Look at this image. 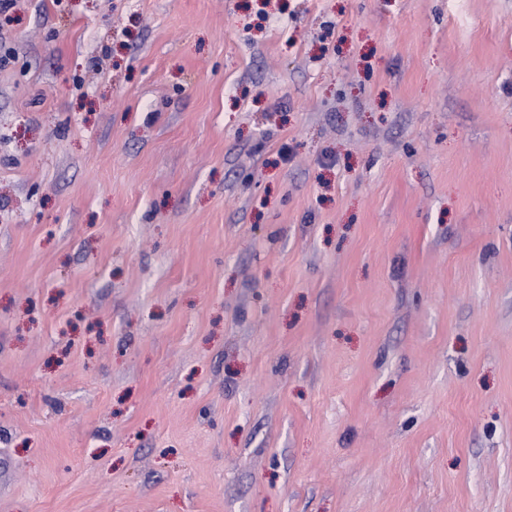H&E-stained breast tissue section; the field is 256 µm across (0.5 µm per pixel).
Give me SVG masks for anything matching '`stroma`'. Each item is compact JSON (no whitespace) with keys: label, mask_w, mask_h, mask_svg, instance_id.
I'll use <instances>...</instances> for the list:
<instances>
[{"label":"stroma","mask_w":512,"mask_h":512,"mask_svg":"<svg viewBox=\"0 0 512 512\" xmlns=\"http://www.w3.org/2000/svg\"><path fill=\"white\" fill-rule=\"evenodd\" d=\"M0 45V512H512V0Z\"/></svg>","instance_id":"35a3bbf8"}]
</instances>
